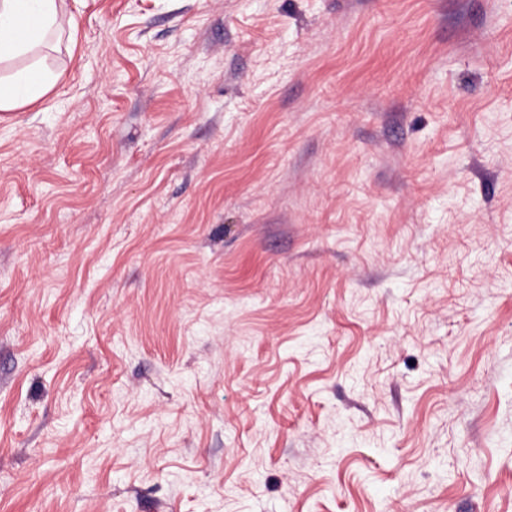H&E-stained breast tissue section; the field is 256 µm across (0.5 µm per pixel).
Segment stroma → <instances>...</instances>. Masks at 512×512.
Returning a JSON list of instances; mask_svg holds the SVG:
<instances>
[{
	"instance_id": "obj_1",
	"label": "stroma",
	"mask_w": 512,
	"mask_h": 512,
	"mask_svg": "<svg viewBox=\"0 0 512 512\" xmlns=\"http://www.w3.org/2000/svg\"><path fill=\"white\" fill-rule=\"evenodd\" d=\"M0 112V512H512V0H69Z\"/></svg>"
}]
</instances>
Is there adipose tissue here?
<instances>
[{"instance_id": "adipose-tissue-1", "label": "adipose tissue", "mask_w": 512, "mask_h": 512, "mask_svg": "<svg viewBox=\"0 0 512 512\" xmlns=\"http://www.w3.org/2000/svg\"><path fill=\"white\" fill-rule=\"evenodd\" d=\"M66 0H0V64L27 59L25 67L0 74V112L42 98L56 75L42 67L39 50L63 31Z\"/></svg>"}]
</instances>
